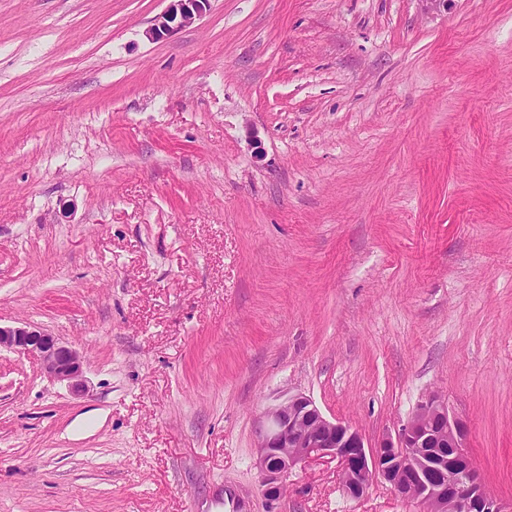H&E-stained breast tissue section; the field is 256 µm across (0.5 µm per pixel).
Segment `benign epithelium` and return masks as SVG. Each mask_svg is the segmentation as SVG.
I'll use <instances>...</instances> for the list:
<instances>
[{
	"label": "benign epithelium",
	"mask_w": 512,
	"mask_h": 512,
	"mask_svg": "<svg viewBox=\"0 0 512 512\" xmlns=\"http://www.w3.org/2000/svg\"><path fill=\"white\" fill-rule=\"evenodd\" d=\"M211 0H169L146 31L166 38L210 10ZM36 357L51 378L82 386V358L58 338L30 323L0 326V349ZM467 424L448 414V404L433 394L424 399L395 436L365 444L353 426L326 418L301 394L288 396L267 414L256 447V468L266 499H281L293 469L310 457L338 459L346 492L362 497L382 478L401 497L422 502L425 512H507L485 487L462 448Z\"/></svg>",
	"instance_id": "obj_1"
}]
</instances>
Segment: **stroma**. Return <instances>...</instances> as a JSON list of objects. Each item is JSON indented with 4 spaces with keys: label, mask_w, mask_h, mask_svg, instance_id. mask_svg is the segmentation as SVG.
I'll use <instances>...</instances> for the list:
<instances>
[{
    "label": "stroma",
    "mask_w": 512,
    "mask_h": 512,
    "mask_svg": "<svg viewBox=\"0 0 512 512\" xmlns=\"http://www.w3.org/2000/svg\"><path fill=\"white\" fill-rule=\"evenodd\" d=\"M0 0V512H423L312 458L291 394L368 444L431 394L512 505V0ZM167 8L146 31L151 40L169 37L178 30L200 20L210 10L211 0H168ZM2 348L34 356L50 378L65 381L74 389L82 386V358L79 353L34 324L19 323L4 327L0 324Z\"/></svg>",
    "instance_id": "obj_1"
}]
</instances>
